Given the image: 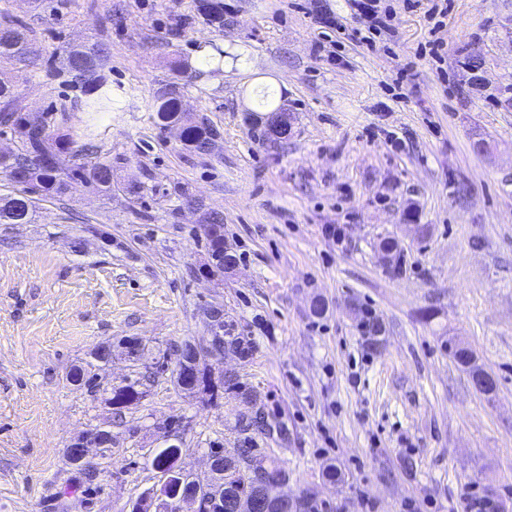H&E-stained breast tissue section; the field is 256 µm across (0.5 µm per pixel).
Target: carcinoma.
<instances>
[{
    "label": "carcinoma",
    "mask_w": 512,
    "mask_h": 512,
    "mask_svg": "<svg viewBox=\"0 0 512 512\" xmlns=\"http://www.w3.org/2000/svg\"><path fill=\"white\" fill-rule=\"evenodd\" d=\"M66 69L79 76L84 83L95 84V96L85 102L87 112L112 111V93L100 81V71L107 60L105 45L93 42L84 45H69L63 50ZM39 51L29 40L25 31L16 26L0 27V59L35 63ZM157 118L164 127L181 118V100L176 88L171 86L158 95ZM215 134V130L205 121H196L186 128L183 145L193 151L203 152L199 142ZM71 140L63 134L51 130L48 115L41 116L38 128L29 133L20 152L13 155L0 154V170L9 176L16 189L8 194H0V224H29L32 221L34 197L52 199L61 197L78 186L93 188L107 195L112 194V162L106 159L85 161L71 171L63 172L54 165L55 152L68 150ZM212 267L222 272L236 261L223 248V239L209 240ZM214 335L222 337L219 345L208 354L218 357L231 353L244 361L252 353L251 342L235 334L232 326L218 321L214 324ZM448 352L457 364L468 372L479 369L472 350L464 343L451 337L448 339ZM224 393L234 400L251 404L256 401L254 391L241 383L235 374L224 375ZM261 470L268 477L288 479V472L275 463L254 457L250 449L243 448L238 456L224 461V476L214 484L224 500L253 498L258 493L255 486V472ZM272 512H320L315 494L299 498L293 508L274 507Z\"/></svg>",
    "instance_id": "cac0c4a2"
}]
</instances>
